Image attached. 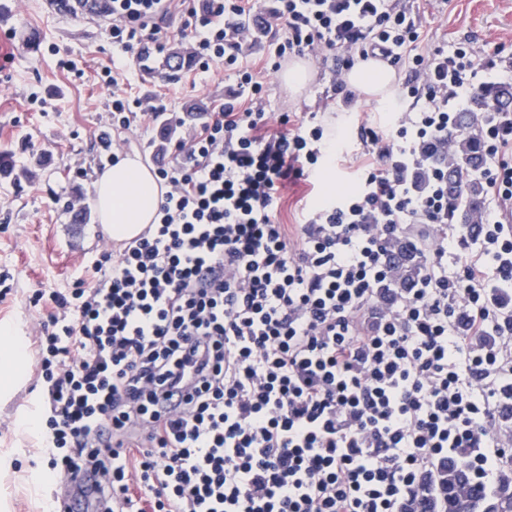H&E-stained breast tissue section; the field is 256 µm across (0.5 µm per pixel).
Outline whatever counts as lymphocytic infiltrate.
<instances>
[{
	"instance_id": "obj_1",
	"label": "lymphocytic infiltrate",
	"mask_w": 512,
	"mask_h": 512,
	"mask_svg": "<svg viewBox=\"0 0 512 512\" xmlns=\"http://www.w3.org/2000/svg\"><path fill=\"white\" fill-rule=\"evenodd\" d=\"M104 27L140 65L163 53L151 0ZM201 71L235 70L191 141L148 108L168 186L157 223L72 287L36 291L37 443L58 495L91 512H425L461 458L486 486L512 448V113L485 112L474 223H448L455 119L512 58L422 48L405 0H168ZM333 57L350 109L355 57L406 70L391 130L356 124V186L280 224L281 191L337 155L323 125L270 120L242 43ZM96 477L79 485L80 473Z\"/></svg>"
}]
</instances>
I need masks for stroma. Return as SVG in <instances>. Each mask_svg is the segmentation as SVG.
<instances>
[{
  "label": "stroma",
  "instance_id": "obj_1",
  "mask_svg": "<svg viewBox=\"0 0 512 512\" xmlns=\"http://www.w3.org/2000/svg\"><path fill=\"white\" fill-rule=\"evenodd\" d=\"M419 13L425 50L438 46L477 51L500 48L512 55V0H411ZM41 34L37 54L12 58L0 70V153L8 157V174L0 175V325L16 324L32 334L37 314L29 296L37 288H68L85 266L104 249L105 233L92 201V184L107 169L100 134H109L120 152L137 153L152 164L157 131L148 117L132 118L126 129L112 127V91L98 74L117 52L100 26L48 13L40 0H0V37L12 32L15 17ZM76 71L64 68V61ZM312 79L302 93H292L282 74L262 73L265 111L315 115L322 125L341 127L344 143L329 168L337 191L357 177L356 156L362 150L351 114L332 101L333 61L307 56ZM163 57L148 67L128 62L120 82L131 97H161L167 111L223 103L236 82L221 67L205 73L165 70ZM45 107H38V100ZM325 193L321 177L289 186L278 221L301 222L303 214ZM83 200L84 219L71 220V201ZM35 397L30 384L0 401V457L8 473L0 476V512H45L47 495L36 481L46 461L35 439L19 419Z\"/></svg>",
  "mask_w": 512,
  "mask_h": 512
}]
</instances>
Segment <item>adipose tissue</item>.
<instances>
[{"mask_svg": "<svg viewBox=\"0 0 512 512\" xmlns=\"http://www.w3.org/2000/svg\"><path fill=\"white\" fill-rule=\"evenodd\" d=\"M347 82L366 96H394L392 71L374 69L372 61L359 60ZM166 188L155 170L138 157L125 156L112 164L93 183V206L105 231L115 242L137 237L154 223ZM26 338L17 327H0V397L9 398L26 377Z\"/></svg>", "mask_w": 512, "mask_h": 512, "instance_id": "ef3b65f1", "label": "adipose tissue"}]
</instances>
